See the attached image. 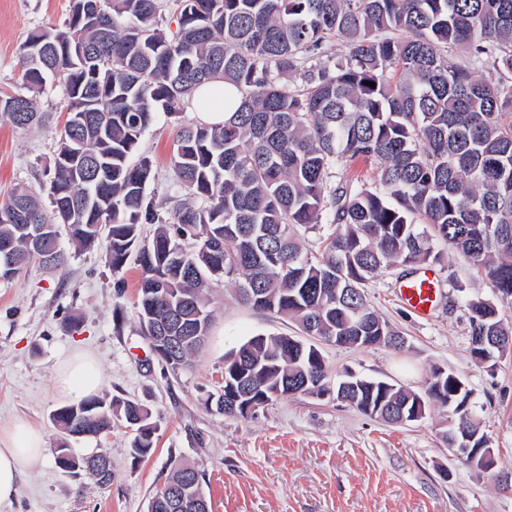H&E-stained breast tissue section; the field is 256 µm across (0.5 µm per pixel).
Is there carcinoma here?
Listing matches in <instances>:
<instances>
[{
	"mask_svg": "<svg viewBox=\"0 0 512 512\" xmlns=\"http://www.w3.org/2000/svg\"><path fill=\"white\" fill-rule=\"evenodd\" d=\"M69 0L60 28L31 31L19 50L24 92L0 97L18 129L38 120L37 98L63 90L68 117L47 193L29 189L0 202V279L31 262L63 268L69 254L107 241L115 272L140 267L138 307L145 336L165 327L181 337L165 358L178 369L205 344L214 319L210 284L224 280L243 303L296 321L307 336L338 346L404 348L368 304L364 285L398 265L436 263L433 241L450 246L512 302V0ZM338 39L339 56L327 51ZM463 49L473 66L451 55ZM299 77L300 87L288 78ZM237 89V111L222 125L176 131L173 172L181 194L165 207L147 193L151 158L144 132L165 114L175 121L202 85ZM375 83L371 87L367 82ZM379 165L375 183L355 171ZM155 225L150 238L142 226ZM320 236V254L303 250ZM471 342L512 355V326L497 305L467 303ZM310 347L294 336H253L224 359V386L209 401L250 386L265 407L314 394ZM458 375L434 369L417 392L362 379L343 396L367 413L385 397L409 422L416 399L437 406L477 441L487 435L465 406L448 401ZM51 420L71 439L99 438L114 421H137L135 460L148 457L159 421L139 401L90 395L57 407ZM105 486L112 470H72ZM205 474L175 463L148 501L149 512Z\"/></svg>",
	"mask_w": 512,
	"mask_h": 512,
	"instance_id": "obj_1",
	"label": "carcinoma"
}]
</instances>
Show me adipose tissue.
Instances as JSON below:
<instances>
[{
    "instance_id": "obj_1",
    "label": "adipose tissue",
    "mask_w": 512,
    "mask_h": 512,
    "mask_svg": "<svg viewBox=\"0 0 512 512\" xmlns=\"http://www.w3.org/2000/svg\"><path fill=\"white\" fill-rule=\"evenodd\" d=\"M204 105L197 110L201 123L220 125L235 112L240 95L237 90H225L223 83L215 82L202 87L196 94ZM59 395L78 401L96 393L102 379L89 355L74 352L56 369ZM44 432L25 422L0 431V512H11L20 492L21 479L43 459Z\"/></svg>"
}]
</instances>
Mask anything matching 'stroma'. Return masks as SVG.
<instances>
[{
    "label": "stroma",
    "instance_id": "stroma-1",
    "mask_svg": "<svg viewBox=\"0 0 512 512\" xmlns=\"http://www.w3.org/2000/svg\"><path fill=\"white\" fill-rule=\"evenodd\" d=\"M69 0H0V95L20 89L19 48L36 27L62 26ZM41 123L19 130L0 118V199L16 185L41 192L50 178L57 134L66 119L61 90L39 99ZM176 126L159 117L141 149L153 161L156 200L180 189L171 170ZM431 267L437 279L429 315L398 295L404 267L370 280L367 298L405 339L403 350L321 344L333 372L385 379L422 391L439 368L463 378L482 428L502 468L512 467V356L494 369L471 357L468 300L493 299L489 284L445 243ZM140 269L109 266L104 246L70 257L48 272L30 264L0 279V429L24 418L40 426L47 450L61 442L50 420L62 400L55 386L59 361L77 348L97 358L109 395L137 399L159 417L148 458L130 456L132 433L115 422L111 433L74 442L75 452L105 451L112 483L100 488L60 470L54 458L28 472L13 512H146L172 462L205 474L212 512H512L503 478L461 465L442 437L446 417L432 408L419 422L392 425L336 397L292 395L238 419L209 412L202 396L224 383V357L251 337L295 336L297 325L238 302L223 283L211 291L215 316L206 345L189 366L171 370L143 335L137 306Z\"/></svg>",
    "mask_w": 512,
    "mask_h": 512
}]
</instances>
